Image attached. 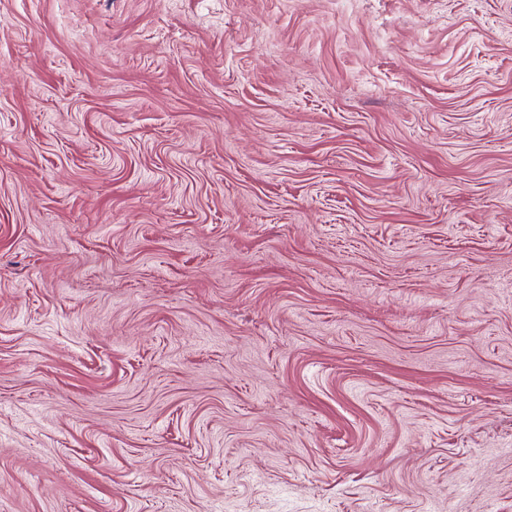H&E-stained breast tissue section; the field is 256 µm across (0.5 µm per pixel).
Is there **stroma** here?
I'll return each instance as SVG.
<instances>
[{"label":"stroma","instance_id":"stroma-1","mask_svg":"<svg viewBox=\"0 0 512 512\" xmlns=\"http://www.w3.org/2000/svg\"><path fill=\"white\" fill-rule=\"evenodd\" d=\"M0 512H512V0H0Z\"/></svg>","mask_w":512,"mask_h":512}]
</instances>
